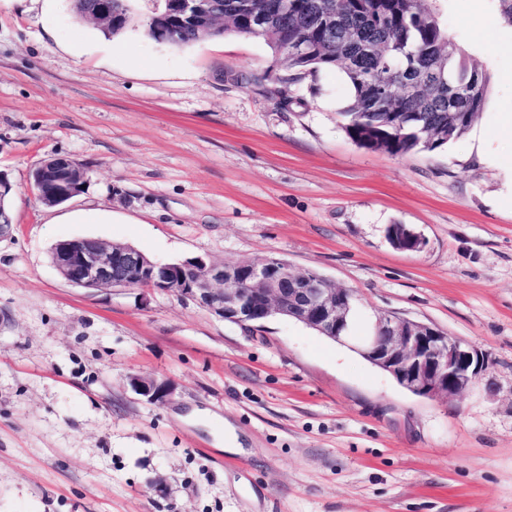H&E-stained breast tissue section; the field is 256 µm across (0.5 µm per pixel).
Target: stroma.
I'll use <instances>...</instances> for the list:
<instances>
[{
	"mask_svg": "<svg viewBox=\"0 0 512 512\" xmlns=\"http://www.w3.org/2000/svg\"><path fill=\"white\" fill-rule=\"evenodd\" d=\"M134 0L114 36L73 0H0V512H512V29L498 0H435L488 77L460 139L395 158L357 145L351 89L324 69L281 95L260 37L155 40ZM485 152L472 150L475 137ZM51 155L86 169L57 206ZM406 224L416 251L386 235ZM161 262L270 258L350 289V333L391 314L486 353L453 400L414 395L349 345L275 315L255 328L175 293L86 289L62 239ZM168 381L151 404L131 376ZM236 437L241 452L225 447ZM85 177V169L70 159L50 156L34 170L31 187L40 202L56 206L75 196ZM390 242L399 249L418 250L424 241L421 236L406 224H393L387 229Z\"/></svg>",
	"mask_w": 512,
	"mask_h": 512,
	"instance_id": "stroma-1",
	"label": "stroma"
}]
</instances>
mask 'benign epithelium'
I'll list each match as a JSON object with an SVG mask.
<instances>
[{"mask_svg": "<svg viewBox=\"0 0 512 512\" xmlns=\"http://www.w3.org/2000/svg\"><path fill=\"white\" fill-rule=\"evenodd\" d=\"M293 0H266L260 12L240 6L252 28L267 26L275 15L288 13ZM87 17L97 24L118 27L124 15L112 0H90ZM161 36L171 37L188 27L209 24L224 27V0H170L167 14L152 19ZM86 177L84 168L60 156L44 160L33 172L31 187L40 202L62 204L75 196ZM12 190L0 174V237L11 232L13 222L5 191ZM399 249L418 250L424 241L406 224L387 229ZM52 265L68 283L81 288H126L130 280L145 287L174 292L195 301L216 316L244 327L278 314L296 320L340 343L348 339L352 292L311 271L280 259L228 264L202 258L160 262L121 243L96 238L60 240L51 251ZM373 365L389 374L401 387L420 396H460L488 368L478 347L428 324L383 314L373 334L359 347ZM130 384L150 403H163L172 394L170 384L134 376Z\"/></svg>", "mask_w": 512, "mask_h": 512, "instance_id": "benign-epithelium-1", "label": "benign epithelium"}]
</instances>
